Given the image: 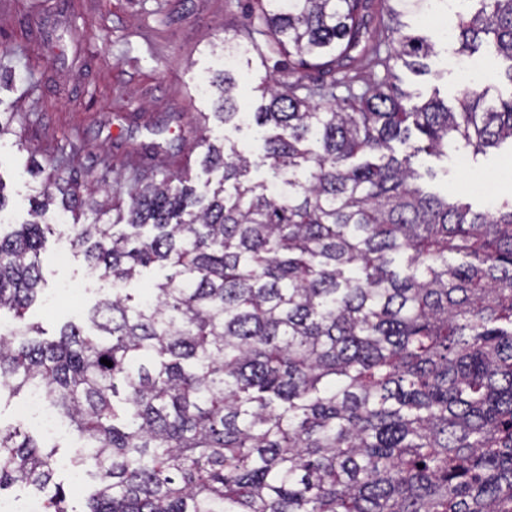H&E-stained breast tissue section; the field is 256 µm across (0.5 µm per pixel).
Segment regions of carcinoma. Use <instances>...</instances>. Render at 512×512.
<instances>
[{"instance_id": "cac0c4a2", "label": "carcinoma", "mask_w": 512, "mask_h": 512, "mask_svg": "<svg viewBox=\"0 0 512 512\" xmlns=\"http://www.w3.org/2000/svg\"><path fill=\"white\" fill-rule=\"evenodd\" d=\"M407 2L247 5V43L224 48L277 55L282 77L243 112L224 71L215 116L276 130L272 187L209 140L206 112L204 170H223L211 192L165 174L103 224L108 201L81 195L69 162L29 171L47 174L31 220L0 224V399L41 388L92 488L68 506L56 447L18 421L0 423V491L52 486L43 512H512V199L476 210L414 168L450 141L474 157L512 143V96L415 103L396 67L425 71L434 44L404 31ZM474 2L459 51L487 47L512 82V0ZM366 70L382 76L358 91ZM53 206L101 277L173 272L41 337L25 314Z\"/></svg>"}]
</instances>
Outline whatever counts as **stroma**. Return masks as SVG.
Listing matches in <instances>:
<instances>
[{
  "label": "stroma",
  "mask_w": 512,
  "mask_h": 512,
  "mask_svg": "<svg viewBox=\"0 0 512 512\" xmlns=\"http://www.w3.org/2000/svg\"><path fill=\"white\" fill-rule=\"evenodd\" d=\"M242 0H9L0 11V63L14 80L0 86V112L14 120L0 136V182L12 222L28 220L39 180L25 175L31 160L81 150L82 181L102 197L127 200L116 181L160 178L190 167L196 186L217 184L221 170L203 172L202 133L193 117L215 109L209 76L224 67V41L243 22ZM469 0H426L406 18L412 34L434 44L430 72L401 71L400 86L414 101L439 97L455 103L463 89L464 57L456 26ZM211 142L233 143L255 160L250 176L272 181L260 165L264 143L254 130L210 120ZM457 151L422 156L419 172H433L429 188L484 209L512 197V145L488 149L460 165ZM44 298L28 309V322L54 334L111 296L110 282L88 269L82 256L61 253L58 234L46 237Z\"/></svg>",
  "instance_id": "35a3bbf8"
}]
</instances>
